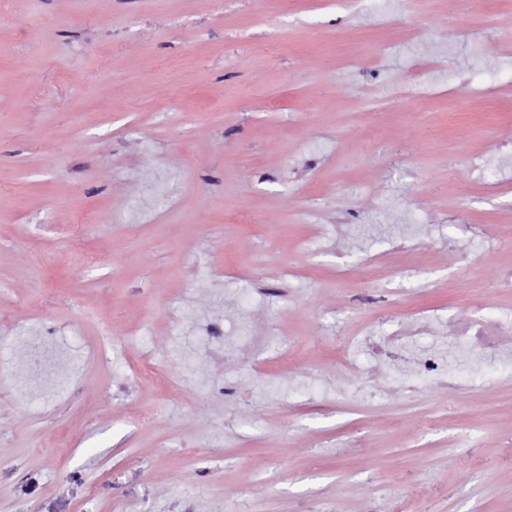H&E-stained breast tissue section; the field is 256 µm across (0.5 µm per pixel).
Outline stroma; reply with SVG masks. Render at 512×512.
I'll use <instances>...</instances> for the list:
<instances>
[{
  "label": "stroma",
  "mask_w": 512,
  "mask_h": 512,
  "mask_svg": "<svg viewBox=\"0 0 512 512\" xmlns=\"http://www.w3.org/2000/svg\"><path fill=\"white\" fill-rule=\"evenodd\" d=\"M402 81L443 95L395 98ZM399 242L403 289L443 321L477 300L512 313V0L465 17L450 0H0V463L45 493L136 448L163 474L132 482L151 512H512V359L440 329L412 343L457 392L336 389L344 337L409 310L355 301V268ZM285 264L288 298L258 301ZM214 317L247 342L231 362L199 360ZM135 325L179 398L113 395L135 355L102 362L98 338ZM217 384L246 401L208 398Z\"/></svg>",
  "instance_id": "obj_1"
}]
</instances>
